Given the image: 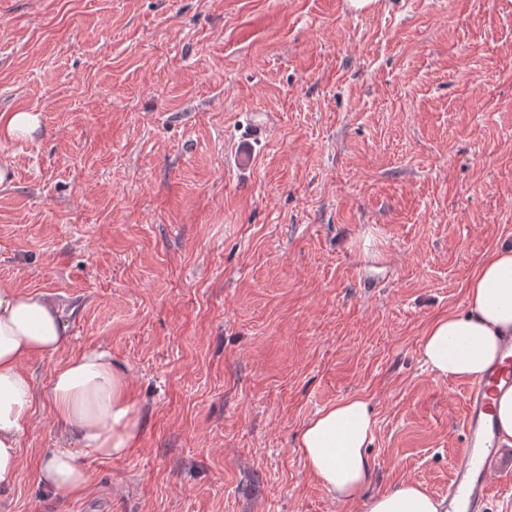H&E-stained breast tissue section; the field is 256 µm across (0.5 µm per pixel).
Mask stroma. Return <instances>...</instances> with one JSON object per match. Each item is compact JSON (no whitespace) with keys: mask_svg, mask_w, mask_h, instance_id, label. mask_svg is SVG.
I'll return each instance as SVG.
<instances>
[{"mask_svg":"<svg viewBox=\"0 0 512 512\" xmlns=\"http://www.w3.org/2000/svg\"><path fill=\"white\" fill-rule=\"evenodd\" d=\"M0 165V283L70 324L0 512H359L295 449L352 395L373 491L447 492L468 384L421 339L512 244V0H0ZM98 346L140 441L59 499L52 373ZM6 125L10 134L25 136L38 127V117L31 112H14L8 117Z\"/></svg>","mask_w":512,"mask_h":512,"instance_id":"stroma-1","label":"stroma"}]
</instances>
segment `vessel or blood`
I'll return each instance as SVG.
<instances>
[{"mask_svg": "<svg viewBox=\"0 0 512 512\" xmlns=\"http://www.w3.org/2000/svg\"><path fill=\"white\" fill-rule=\"evenodd\" d=\"M502 361L493 363L467 390L465 449L452 464L446 500L448 512H486L490 482L512 474V453L495 434L494 396L512 388V341Z\"/></svg>", "mask_w": 512, "mask_h": 512, "instance_id": "vessel-or-blood-1", "label": "vessel or blood"}]
</instances>
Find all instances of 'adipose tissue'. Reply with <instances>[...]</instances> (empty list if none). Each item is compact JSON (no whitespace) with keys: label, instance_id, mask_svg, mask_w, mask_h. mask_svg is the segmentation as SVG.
<instances>
[{"label":"adipose tissue","instance_id":"ef3b65f1","mask_svg":"<svg viewBox=\"0 0 512 512\" xmlns=\"http://www.w3.org/2000/svg\"><path fill=\"white\" fill-rule=\"evenodd\" d=\"M509 334L512 245L495 248L480 264L467 286L465 311L438 317L427 327L424 362L436 376L469 381L501 360L502 339ZM68 336L69 324L53 303L0 284V490L19 478L20 441L36 398L33 379L21 364L32 356H54ZM50 400L77 447L54 450L36 477L52 495L68 499L87 488L84 458L127 455L139 440L141 422L126 372L103 347L56 366ZM375 423L364 398H343L305 423L297 451L333 500L363 501L362 512H447L444 498L414 482L369 493L374 474L366 450Z\"/></svg>","mask_w":512,"mask_h":512}]
</instances>
